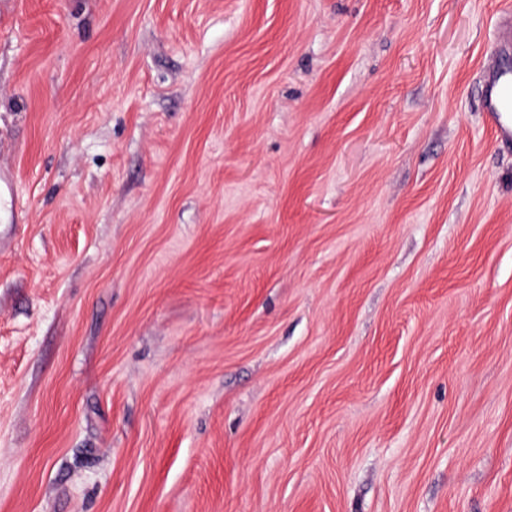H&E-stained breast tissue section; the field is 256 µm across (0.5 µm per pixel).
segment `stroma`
<instances>
[{"label":"stroma","instance_id":"stroma-1","mask_svg":"<svg viewBox=\"0 0 512 512\" xmlns=\"http://www.w3.org/2000/svg\"><path fill=\"white\" fill-rule=\"evenodd\" d=\"M501 0H0V512H512ZM481 112L495 125L502 139L512 140V73H488L482 92Z\"/></svg>","mask_w":512,"mask_h":512}]
</instances>
